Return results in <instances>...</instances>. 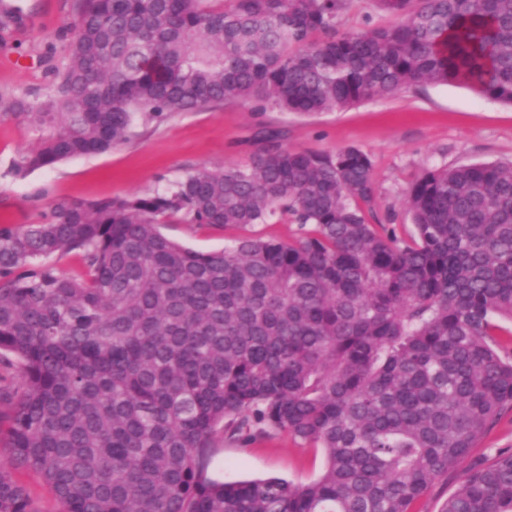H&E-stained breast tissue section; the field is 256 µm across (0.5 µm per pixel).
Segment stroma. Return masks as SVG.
Returning a JSON list of instances; mask_svg holds the SVG:
<instances>
[{"label":"stroma","instance_id":"stroma-1","mask_svg":"<svg viewBox=\"0 0 512 512\" xmlns=\"http://www.w3.org/2000/svg\"><path fill=\"white\" fill-rule=\"evenodd\" d=\"M18 7L21 25L0 29V92L48 93L52 70L68 56L63 29L74 0H0ZM276 132L284 147L333 153L355 146L373 161L377 220H391L398 237L412 232L406 190L424 169L475 162L512 163V107L479 97L464 86H424L394 98H375L344 111L301 116L254 111L227 103L179 112L159 123H136L128 140L107 153L72 158L25 177L12 162L38 146V135L20 118H0V223L33 224L58 197L94 201L165 189L186 171L242 165ZM161 231L189 248L212 252L238 237L233 227L166 224ZM512 448V410L471 449L454 473L434 482L413 512H440L470 467ZM320 449L284 432L241 447L216 439L210 478L234 482L279 476L296 483L316 479Z\"/></svg>","mask_w":512,"mask_h":512}]
</instances>
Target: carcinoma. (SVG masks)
Here are the masks:
<instances>
[{
    "mask_svg": "<svg viewBox=\"0 0 512 512\" xmlns=\"http://www.w3.org/2000/svg\"><path fill=\"white\" fill-rule=\"evenodd\" d=\"M389 21L341 29L352 0H75L68 62L0 118L43 132L18 177L123 143L140 118L224 103L335 112L425 85L512 107V0H372ZM373 162L276 139L233 169L161 192L54 199L0 224V452L61 512H411L512 409V165L425 170L414 231L372 224ZM203 253L159 225L245 229ZM67 275L47 258L71 253ZM285 432L318 478L223 483L214 437ZM0 512H35L0 467ZM440 512H512V449L476 463ZM250 231L257 236L276 239L284 243L293 241L299 235L296 224L277 222L276 218L272 219L269 224H255L250 228Z\"/></svg>",
    "mask_w": 512,
    "mask_h": 512,
    "instance_id": "1",
    "label": "carcinoma"
}]
</instances>
